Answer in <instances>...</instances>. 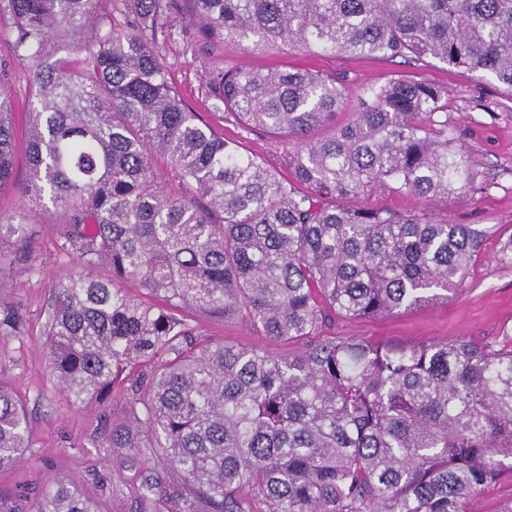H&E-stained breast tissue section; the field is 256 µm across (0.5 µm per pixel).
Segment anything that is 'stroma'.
I'll use <instances>...</instances> for the list:
<instances>
[{
    "label": "stroma",
    "instance_id": "1",
    "mask_svg": "<svg viewBox=\"0 0 512 512\" xmlns=\"http://www.w3.org/2000/svg\"><path fill=\"white\" fill-rule=\"evenodd\" d=\"M171 80L187 107L225 139L238 142L280 175L288 173L294 146L267 133L244 129L232 116L219 113L212 82L217 72L238 67H294L323 75L346 77L352 94L368 84L395 74L443 85L448 90V134L468 154L474 187L464 193L425 205L410 194L381 193L373 206L400 212L430 211L452 224H467L481 236L462 289L448 302L433 307L374 319H336L322 335L358 337L374 344L421 345L468 340L502 344L512 334V259L503 247L512 240V96L498 85L436 62L350 54H311L281 47L266 51L227 49L201 40L193 29L176 24L160 44ZM0 63L6 73L0 83L8 90L16 114L15 186L0 191V218L10 219L27 208L17 191L29 176L25 158V122L31 96L28 67L13 58L12 41L0 34ZM54 214L33 218L28 231L43 257L33 273L14 268L0 275V293L18 304L22 333L0 338V379L26 404L31 446L15 469L0 475V488L22 489L36 477L53 473L71 476L98 499L103 512H144L138 488L147 457L125 448H110L101 430L97 408L73 407L61 392L46 351L45 334L51 304V286L69 269L70 260L55 245ZM198 333L213 341L241 347L294 354L298 344L270 341L255 331L241 314L225 319L185 313Z\"/></svg>",
    "mask_w": 512,
    "mask_h": 512
}]
</instances>
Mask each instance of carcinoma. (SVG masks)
Segmentation results:
<instances>
[{"label":"carcinoma","instance_id":"1","mask_svg":"<svg viewBox=\"0 0 512 512\" xmlns=\"http://www.w3.org/2000/svg\"><path fill=\"white\" fill-rule=\"evenodd\" d=\"M198 36L227 48L427 58L490 78L512 96V0H185ZM0 0V33L32 64L31 209L0 224V256L42 263L28 216L51 209L72 266L52 286L49 365L72 406L133 398L107 446L174 468L141 498L166 512H470L512 473V348L320 338L335 321L448 301L478 234L432 213L348 205L381 192L426 203L469 190L440 87L398 75L363 88L350 118L343 76L237 68L217 99L246 129L295 145L285 179L188 109L158 34L178 0ZM66 49L69 61L51 60ZM333 130L324 138L311 132ZM14 113L0 86V190L13 184ZM182 184L164 186L154 155ZM208 203L197 205L194 195ZM109 281L93 275L99 265ZM135 280L141 293L117 287ZM245 313L296 354L212 342L184 311ZM0 295V337L19 336ZM29 447L28 414L0 380V472ZM0 512H101L72 478L14 494Z\"/></svg>","mask_w":512,"mask_h":512}]
</instances>
